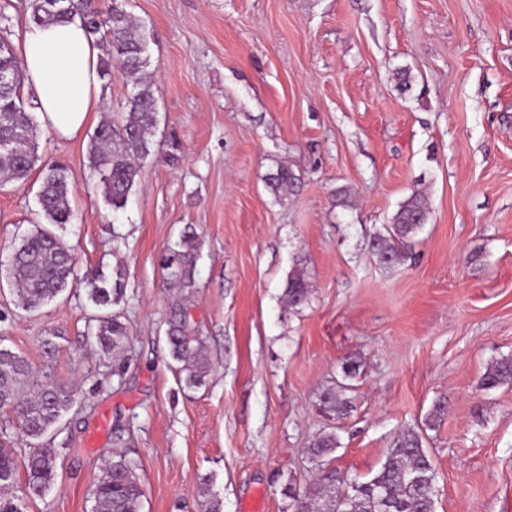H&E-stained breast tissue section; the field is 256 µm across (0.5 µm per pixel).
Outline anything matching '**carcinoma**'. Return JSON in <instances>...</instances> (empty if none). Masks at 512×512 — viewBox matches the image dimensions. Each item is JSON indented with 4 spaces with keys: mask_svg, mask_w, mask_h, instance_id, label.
Listing matches in <instances>:
<instances>
[{
    "mask_svg": "<svg viewBox=\"0 0 512 512\" xmlns=\"http://www.w3.org/2000/svg\"><path fill=\"white\" fill-rule=\"evenodd\" d=\"M24 10L27 21L37 26L79 17L88 33L105 48L100 58L102 79L111 77L112 66H122L130 86L122 111L98 123L89 142L88 159L112 212L123 211L135 193L140 162L153 153L158 130L154 79L142 26L125 9L123 0H112V6L105 9L98 6V0H56L54 7L49 6V0H25ZM0 70L15 75L12 85L0 89V134L11 141L9 148L0 147V182H24L35 171L39 180L40 222L14 248L6 269L19 305L26 311H37L66 290L83 286L95 305L108 308L122 294L121 273H116L111 284L96 274H78L74 255L51 230L73 219L68 169L60 163H47L37 154L40 124L34 95H24L22 61L11 42L2 38ZM292 182V172L280 167L268 178V187L280 193ZM428 211L427 198L415 192L401 204L392 223L371 237L369 249L380 265L389 268L409 258ZM196 251V237L185 236L179 248L164 257L168 278L183 288L193 284ZM309 294L305 272L290 273L283 292L285 305L298 310L308 302ZM91 335L99 349L116 355L126 349L130 332L120 313L107 312L97 318ZM167 343L173 359L182 363L186 384H203L210 363L198 339L186 333L183 322L170 325ZM359 368L350 358L342 363V380L320 395L322 411L338 419L349 415L352 403L347 393ZM502 386L512 387V355L493 361L480 379V387L485 390ZM74 396L75 390L68 383L34 380L25 357L0 347V410L15 414L22 433L35 441L20 459L12 449L0 448V512H18L4 491L21 474L32 497H42L54 486L56 454L36 441L56 427L72 408ZM339 447L336 432H323L311 440L306 453L312 461L324 463ZM435 482L436 471L422 434L408 430L393 439L385 461L370 480L347 483L336 476L335 469L322 467L304 490L287 484L282 495L291 500L294 512H435ZM93 495L94 512H141L142 485L136 464L127 453L112 454V462L97 479Z\"/></svg>",
    "mask_w": 512,
    "mask_h": 512,
    "instance_id": "1",
    "label": "carcinoma"
}]
</instances>
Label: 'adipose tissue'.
Here are the masks:
<instances>
[{"label": "adipose tissue", "instance_id": "1", "mask_svg": "<svg viewBox=\"0 0 512 512\" xmlns=\"http://www.w3.org/2000/svg\"><path fill=\"white\" fill-rule=\"evenodd\" d=\"M20 51L41 123L61 138L78 137L100 108L99 45L74 19L26 25Z\"/></svg>", "mask_w": 512, "mask_h": 512}]
</instances>
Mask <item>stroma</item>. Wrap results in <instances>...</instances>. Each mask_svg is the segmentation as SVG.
Instances as JSON below:
<instances>
[{"label": "stroma", "instance_id": "1", "mask_svg": "<svg viewBox=\"0 0 512 512\" xmlns=\"http://www.w3.org/2000/svg\"><path fill=\"white\" fill-rule=\"evenodd\" d=\"M147 29L160 124L126 209L112 214L88 134L37 138L67 166L80 271L121 280L120 357L88 338L83 288L40 311L0 283V346L73 382V409L42 440L58 455L19 512H93L124 451L142 512H292L285 484L319 471L306 449L329 422L321 393L354 358L353 409L336 420L339 477L369 480L394 435L425 430L436 512H512V387L482 389L512 354V0H131ZM294 175L287 195L266 179ZM35 178L0 186V261L38 220ZM429 200L411 260L386 268L371 234L412 193ZM190 288L162 257L185 234ZM309 301L283 302L293 267ZM185 320L211 364L188 386L169 351ZM58 346L53 360L44 338ZM423 429V428H422Z\"/></svg>", "mask_w": 512, "mask_h": 512}]
</instances>
